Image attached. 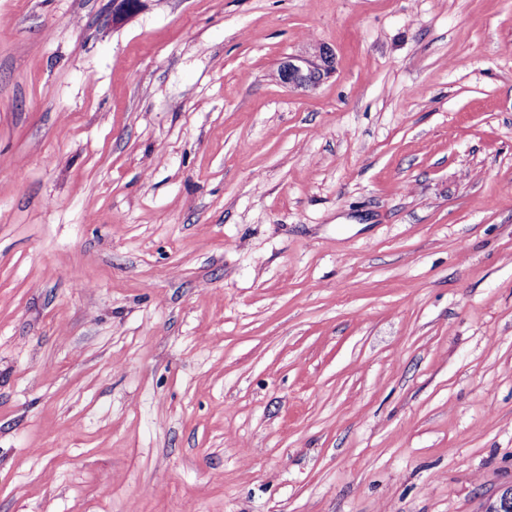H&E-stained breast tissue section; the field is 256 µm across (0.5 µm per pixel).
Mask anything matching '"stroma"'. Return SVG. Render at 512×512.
I'll return each mask as SVG.
<instances>
[{
    "label": "stroma",
    "mask_w": 512,
    "mask_h": 512,
    "mask_svg": "<svg viewBox=\"0 0 512 512\" xmlns=\"http://www.w3.org/2000/svg\"><path fill=\"white\" fill-rule=\"evenodd\" d=\"M510 484L512 0H0V512ZM322 71V65L315 60L298 56L280 66L278 75L284 84L295 87H314L320 82Z\"/></svg>",
    "instance_id": "obj_1"
}]
</instances>
